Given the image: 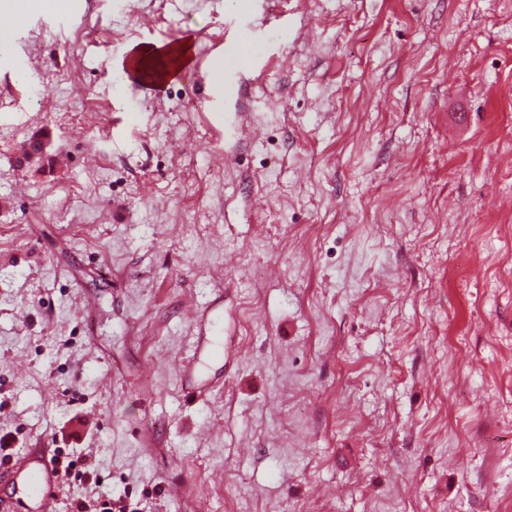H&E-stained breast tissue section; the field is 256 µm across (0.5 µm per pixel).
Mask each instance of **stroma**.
Returning <instances> with one entry per match:
<instances>
[{
	"label": "stroma",
	"instance_id": "stroma-1",
	"mask_svg": "<svg viewBox=\"0 0 512 512\" xmlns=\"http://www.w3.org/2000/svg\"><path fill=\"white\" fill-rule=\"evenodd\" d=\"M169 37L156 99L127 63ZM1 79L13 453L144 512H512V0H79ZM253 35L248 28H239L237 39L224 48V57L213 59L211 69L217 73H224V82L228 92L235 91L233 76L245 69L251 55ZM224 61H228L224 68Z\"/></svg>",
	"mask_w": 512,
	"mask_h": 512
}]
</instances>
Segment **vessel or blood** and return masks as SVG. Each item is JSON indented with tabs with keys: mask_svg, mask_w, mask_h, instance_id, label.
<instances>
[{
	"mask_svg": "<svg viewBox=\"0 0 512 512\" xmlns=\"http://www.w3.org/2000/svg\"><path fill=\"white\" fill-rule=\"evenodd\" d=\"M250 29L238 31L236 40L224 49V82L234 90V75L245 69L251 55ZM47 448H31L0 465V512H50L58 490V479Z\"/></svg>",
	"mask_w": 512,
	"mask_h": 512,
	"instance_id": "1",
	"label": "vessel or blood"
}]
</instances>
